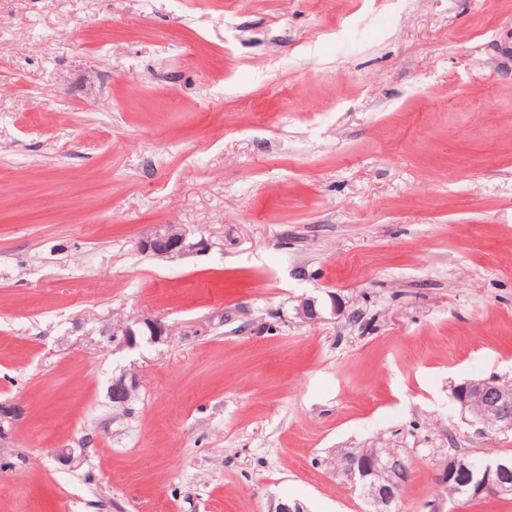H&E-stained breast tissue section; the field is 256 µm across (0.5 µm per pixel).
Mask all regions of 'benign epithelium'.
I'll list each match as a JSON object with an SVG mask.
<instances>
[{
    "label": "benign epithelium",
    "mask_w": 512,
    "mask_h": 512,
    "mask_svg": "<svg viewBox=\"0 0 512 512\" xmlns=\"http://www.w3.org/2000/svg\"><path fill=\"white\" fill-rule=\"evenodd\" d=\"M198 247L189 241L186 229L172 224L158 226L154 235L139 242V248L161 258H175ZM168 328L159 318H144L132 324L121 325L112 330V343L117 347H133L137 337L149 335L159 341ZM138 378L133 373L123 372L112 378L108 397L115 410H125L138 389ZM453 398L461 409L470 414L469 423L477 431H485L484 424L493 419L496 431L512 433V387L494 379L467 381L454 389ZM472 461L455 452L448 455V465L439 475L446 485L460 472L470 470ZM411 467L408 458L387 448L372 449L356 454L344 451L336 458V468L345 476L360 484L363 497L372 507V512H392L397 495L402 487V476ZM476 495L493 496L512 494V462L495 458L480 462V471L475 484Z\"/></svg>",
    "instance_id": "benign-epithelium-1"
}]
</instances>
